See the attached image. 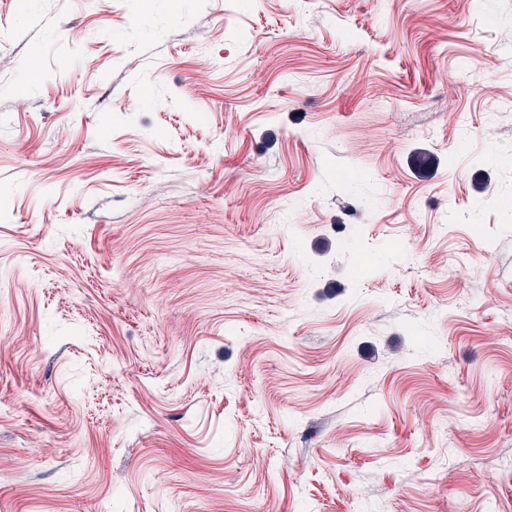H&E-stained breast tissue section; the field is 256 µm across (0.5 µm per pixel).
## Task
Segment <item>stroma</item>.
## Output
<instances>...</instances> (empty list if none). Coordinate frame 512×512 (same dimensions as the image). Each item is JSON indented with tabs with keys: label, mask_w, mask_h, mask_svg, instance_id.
Instances as JSON below:
<instances>
[{
	"label": "stroma",
	"mask_w": 512,
	"mask_h": 512,
	"mask_svg": "<svg viewBox=\"0 0 512 512\" xmlns=\"http://www.w3.org/2000/svg\"><path fill=\"white\" fill-rule=\"evenodd\" d=\"M512 0H0V512H512Z\"/></svg>",
	"instance_id": "obj_1"
}]
</instances>
